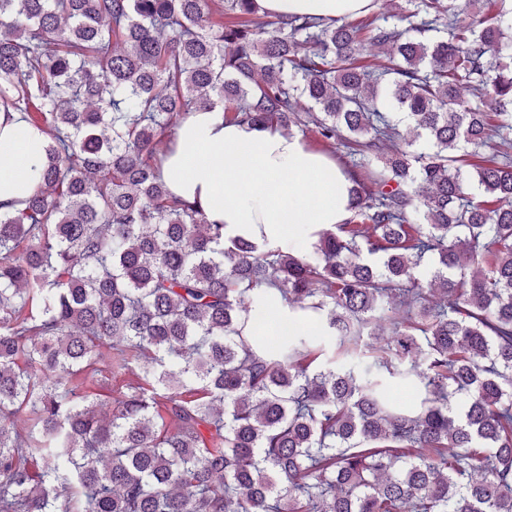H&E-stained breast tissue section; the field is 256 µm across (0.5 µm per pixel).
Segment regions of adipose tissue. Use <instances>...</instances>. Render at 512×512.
Returning a JSON list of instances; mask_svg holds the SVG:
<instances>
[{"label":"adipose tissue","mask_w":512,"mask_h":512,"mask_svg":"<svg viewBox=\"0 0 512 512\" xmlns=\"http://www.w3.org/2000/svg\"><path fill=\"white\" fill-rule=\"evenodd\" d=\"M371 0H258L274 16L326 21L367 13ZM45 136L0 116V212L20 206L39 185ZM169 191L197 204L240 237L283 251L311 250L317 233L350 216L351 182L330 154L276 128L229 123L223 107L193 112L162 165Z\"/></svg>","instance_id":"obj_1"}]
</instances>
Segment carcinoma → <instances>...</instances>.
<instances>
[{"mask_svg":"<svg viewBox=\"0 0 512 512\" xmlns=\"http://www.w3.org/2000/svg\"><path fill=\"white\" fill-rule=\"evenodd\" d=\"M394 18L0 0V110L48 139L0 213V512H512V0ZM216 105L350 144V219L224 244L158 167ZM263 286L324 332L251 326Z\"/></svg>","mask_w":512,"mask_h":512,"instance_id":"cac0c4a2","label":"carcinoma"}]
</instances>
